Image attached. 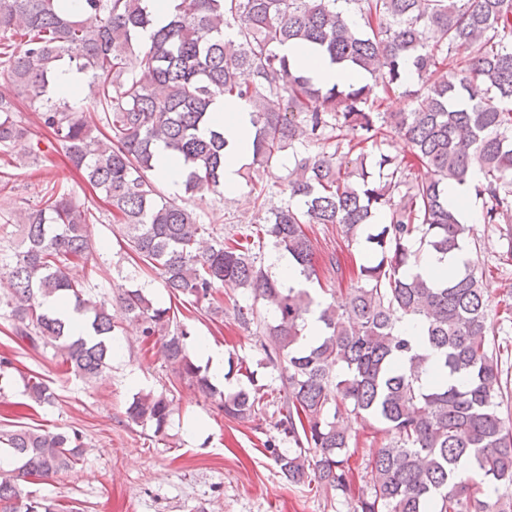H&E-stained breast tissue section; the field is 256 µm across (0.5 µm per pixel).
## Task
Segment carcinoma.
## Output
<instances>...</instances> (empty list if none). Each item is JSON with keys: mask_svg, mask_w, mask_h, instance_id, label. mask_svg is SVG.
I'll return each instance as SVG.
<instances>
[{"mask_svg": "<svg viewBox=\"0 0 512 512\" xmlns=\"http://www.w3.org/2000/svg\"><path fill=\"white\" fill-rule=\"evenodd\" d=\"M163 22L147 0H0V30L22 33L0 42V59L35 121L14 98L0 96V153L22 147L35 158L48 141L111 208L136 261L156 272L169 299L211 304L231 282L252 296L235 303L239 326L268 337L266 365L279 371L283 396L277 427L290 447L273 449L290 484L324 486L355 502L354 512H512V388L504 348L492 338V316L512 318V303L491 309L483 273L468 257L470 229L448 204V187L476 170L482 222H512V0H344L359 23L336 10L337 0H171ZM151 29L140 50V32ZM309 47L338 66L346 80L321 84L308 67L282 54ZM97 88L96 112L55 92L60 65ZM142 76H137V72ZM417 77L415 88L407 72ZM407 101L382 110L384 96ZM252 109V160L240 177L252 183L256 228L242 243L214 235L185 200L166 195L157 175L158 147L182 167L191 196L219 194L224 148L216 129L205 137L216 98ZM401 135L408 157L378 150ZM295 163L283 183L289 198L268 204L270 187L255 172ZM86 199L65 185L24 211L21 239L6 270L3 301L13 334L33 348H54L87 381L102 377L113 356L115 325L107 308L70 275L92 251ZM308 224H334L347 245L364 250L340 279L356 285L316 301L307 284L318 278ZM288 254L302 286L280 283L264 267V248ZM460 261L453 277L424 279L411 270L423 254ZM51 297L74 304L96 333L86 340L45 307ZM263 301L273 309L267 318ZM119 302L146 339L154 338L174 378L216 399L225 417L250 421L264 392L223 391L191 358L187 327L172 306L126 288ZM320 307L319 336H306L307 316ZM410 321L422 342L401 332ZM37 405L54 391L32 376ZM372 419L386 440L369 461V491L356 492L348 455L351 436L342 412ZM172 414L162 394L138 393L127 408L136 425L163 436ZM17 460L0 471V512H64L23 483L71 470L85 446L79 432L20 427L0 434Z\"/></svg>", "mask_w": 512, "mask_h": 512, "instance_id": "1", "label": "carcinoma"}]
</instances>
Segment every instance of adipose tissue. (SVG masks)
I'll return each instance as SVG.
<instances>
[{"instance_id": "obj_1", "label": "adipose tissue", "mask_w": 512, "mask_h": 512, "mask_svg": "<svg viewBox=\"0 0 512 512\" xmlns=\"http://www.w3.org/2000/svg\"><path fill=\"white\" fill-rule=\"evenodd\" d=\"M212 109L218 127L228 141L224 150V193L231 196L237 193L239 172L251 157V109L245 103L227 102L221 98L216 99Z\"/></svg>"}]
</instances>
